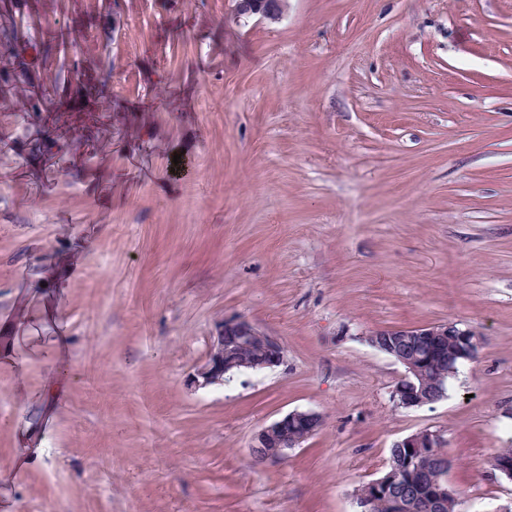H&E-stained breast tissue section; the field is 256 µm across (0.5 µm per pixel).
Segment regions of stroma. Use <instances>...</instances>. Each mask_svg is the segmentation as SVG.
Here are the masks:
<instances>
[{
    "label": "stroma",
    "mask_w": 512,
    "mask_h": 512,
    "mask_svg": "<svg viewBox=\"0 0 512 512\" xmlns=\"http://www.w3.org/2000/svg\"><path fill=\"white\" fill-rule=\"evenodd\" d=\"M80 75L111 111L11 98ZM1 140L6 512H358L422 429L459 512L512 506V0H0ZM227 316L286 363L194 388ZM434 322L478 357L395 407L364 335ZM293 410L320 431L255 462ZM286 0H240L236 4V14L241 16H256L259 20L278 22L286 14ZM323 425L320 414L310 410H294L263 426L254 436L252 457L260 454L264 461H278L288 457L289 451L300 448L316 435ZM255 457L256 462L262 460Z\"/></svg>",
    "instance_id": "1"
}]
</instances>
